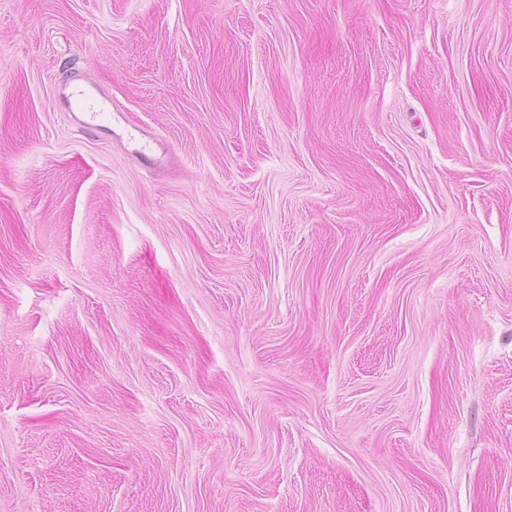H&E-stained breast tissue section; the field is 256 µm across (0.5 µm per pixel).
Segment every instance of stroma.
Here are the masks:
<instances>
[{"instance_id": "1", "label": "stroma", "mask_w": 512, "mask_h": 512, "mask_svg": "<svg viewBox=\"0 0 512 512\" xmlns=\"http://www.w3.org/2000/svg\"><path fill=\"white\" fill-rule=\"evenodd\" d=\"M0 512H512V0H0ZM55 104L60 112L72 117L84 134L112 137V123L120 120L126 123L124 113L116 109L108 97L84 83L59 84Z\"/></svg>"}]
</instances>
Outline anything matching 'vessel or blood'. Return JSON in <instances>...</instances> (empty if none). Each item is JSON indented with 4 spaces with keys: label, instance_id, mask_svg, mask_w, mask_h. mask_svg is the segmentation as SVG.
<instances>
[{
    "label": "vessel or blood",
    "instance_id": "vessel-or-blood-1",
    "mask_svg": "<svg viewBox=\"0 0 512 512\" xmlns=\"http://www.w3.org/2000/svg\"><path fill=\"white\" fill-rule=\"evenodd\" d=\"M55 104L59 111L72 117L81 133L88 135L111 136L113 123L124 118L108 97L84 83L59 84Z\"/></svg>",
    "mask_w": 512,
    "mask_h": 512
}]
</instances>
